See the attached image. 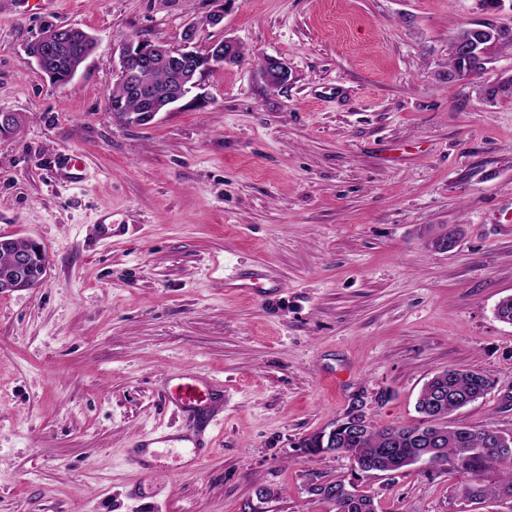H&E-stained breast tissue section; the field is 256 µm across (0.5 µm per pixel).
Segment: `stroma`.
I'll list each match as a JSON object with an SVG mask.
<instances>
[{
  "mask_svg": "<svg viewBox=\"0 0 512 512\" xmlns=\"http://www.w3.org/2000/svg\"><path fill=\"white\" fill-rule=\"evenodd\" d=\"M475 24L502 32L486 81L512 74V0H0V112L24 118L0 138V235L49 262L0 292V512H336L313 489L351 462L301 438L359 393L379 425L418 423L450 367L494 381L459 418L512 433V325L494 315L512 295V95L448 79L451 31ZM50 25L96 40L65 86L28 55ZM190 27L199 53L232 37L245 60L150 125L117 123L123 40L176 47ZM266 56L288 85H266ZM66 154L85 181L60 174ZM444 232L451 251L427 247ZM188 369L224 384L216 446L130 465L150 432L198 428L165 401ZM467 482L413 465L361 486L377 512H497ZM260 67L262 78L270 88H281L290 81L291 69L282 59L263 57Z\"/></svg>",
  "mask_w": 512,
  "mask_h": 512,
  "instance_id": "35a3bbf8",
  "label": "stroma"
}]
</instances>
